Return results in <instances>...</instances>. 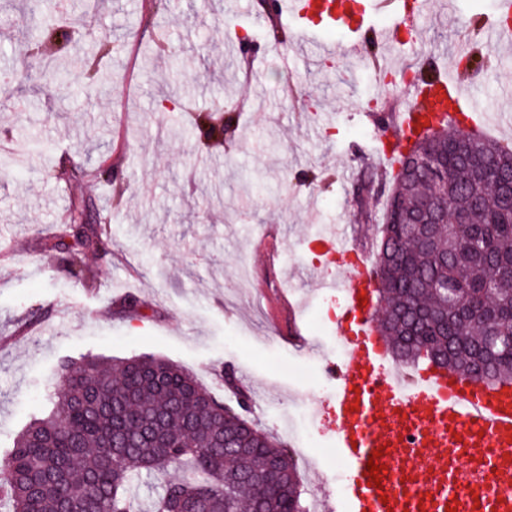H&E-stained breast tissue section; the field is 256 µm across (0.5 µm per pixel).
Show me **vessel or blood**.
I'll use <instances>...</instances> for the list:
<instances>
[{"label": "vessel or blood", "mask_w": 512, "mask_h": 512, "mask_svg": "<svg viewBox=\"0 0 512 512\" xmlns=\"http://www.w3.org/2000/svg\"><path fill=\"white\" fill-rule=\"evenodd\" d=\"M406 7L405 0H277L276 13L301 21L304 40L328 54L334 46L319 34L336 27L396 46L393 32L368 20L380 12L403 18ZM452 110L476 124L497 120L477 105L461 74L443 69L413 86L395 118L411 135ZM377 283L373 267L357 265L336 317L347 354L333 370L338 451L349 475L347 512H512V384L487 386L434 368L415 380L385 370L387 344L374 325ZM377 450L385 468L375 487L367 463ZM486 462L506 490L503 497L478 499L467 488ZM401 479L410 494L398 491Z\"/></svg>", "instance_id": "obj_1"}]
</instances>
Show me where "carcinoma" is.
<instances>
[{"mask_svg": "<svg viewBox=\"0 0 512 512\" xmlns=\"http://www.w3.org/2000/svg\"><path fill=\"white\" fill-rule=\"evenodd\" d=\"M219 96L181 109L198 129L228 111ZM392 175L377 246L380 332L402 364L421 361L460 376L485 364L481 382L512 381V149L444 115ZM484 162L500 171L481 180ZM58 179L108 182L102 166L76 164ZM88 204L72 199L65 234L45 244L70 274L89 252L108 254ZM49 412L29 423L8 454L0 487L9 512H139L133 483L143 473H180L155 512H312L293 457L253 426L249 397L218 401L159 356L68 360Z\"/></svg>", "mask_w": 512, "mask_h": 512, "instance_id": "1", "label": "carcinoma"}]
</instances>
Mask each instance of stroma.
Instances as JSON below:
<instances>
[{"label": "stroma", "mask_w": 512, "mask_h": 512, "mask_svg": "<svg viewBox=\"0 0 512 512\" xmlns=\"http://www.w3.org/2000/svg\"><path fill=\"white\" fill-rule=\"evenodd\" d=\"M21 3L0 0V83L10 84L0 95V467L16 434L47 410L64 360L155 355L228 406L236 390L247 392L251 421L287 446L315 512H344L331 374L344 292L331 285L335 265L310 243L342 225L353 253L374 263L393 189L375 147L398 132L380 102L406 100L421 71L455 67L458 41L489 59L467 80L472 94L486 110L506 108L512 51L467 26L490 18L493 0H459L455 19L442 0H422L412 25L397 30L404 51L395 71L383 67L387 47L353 55L340 30L329 35L335 55L301 49L298 30L281 26L265 0H99L94 31L66 43L73 74L53 81L34 68L32 51L54 49L22 30ZM165 33L177 59L146 57ZM106 37L112 53L103 58ZM247 52L262 84L244 89L237 63ZM24 70L29 80L17 82ZM220 93L248 107L204 150L180 105L201 107ZM74 162L111 166L112 184L58 181ZM365 170L375 175L367 221L353 199ZM118 189L119 211L106 221L112 251L86 255L96 278L87 288L43 244L71 199L98 214ZM310 269L327 287L307 280ZM288 284L293 330L311 348L276 339L284 325L268 297ZM131 297L139 313L128 312Z\"/></svg>", "instance_id": "35a3bbf8"}]
</instances>
